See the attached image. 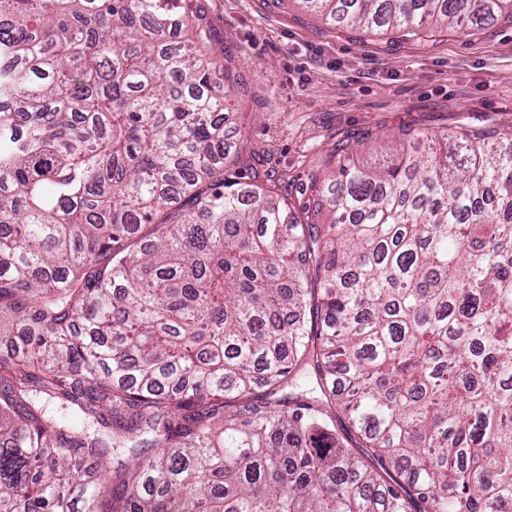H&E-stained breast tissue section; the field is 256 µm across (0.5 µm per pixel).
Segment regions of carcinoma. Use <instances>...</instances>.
Returning a JSON list of instances; mask_svg holds the SVG:
<instances>
[{
	"label": "carcinoma",
	"instance_id": "1",
	"mask_svg": "<svg viewBox=\"0 0 512 512\" xmlns=\"http://www.w3.org/2000/svg\"><path fill=\"white\" fill-rule=\"evenodd\" d=\"M298 2L335 30L512 21ZM0 19V512H512L496 131L405 129L372 166L341 144L286 191L226 142L200 0Z\"/></svg>",
	"mask_w": 512,
	"mask_h": 512
}]
</instances>
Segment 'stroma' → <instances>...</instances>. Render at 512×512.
Returning a JSON list of instances; mask_svg holds the SVG:
<instances>
[{"label": "stroma", "mask_w": 512, "mask_h": 512, "mask_svg": "<svg viewBox=\"0 0 512 512\" xmlns=\"http://www.w3.org/2000/svg\"><path fill=\"white\" fill-rule=\"evenodd\" d=\"M237 81L230 135L287 178L342 140L374 161L402 129L482 125L512 147V23L418 36L334 31L298 0H202Z\"/></svg>", "instance_id": "obj_1"}]
</instances>
